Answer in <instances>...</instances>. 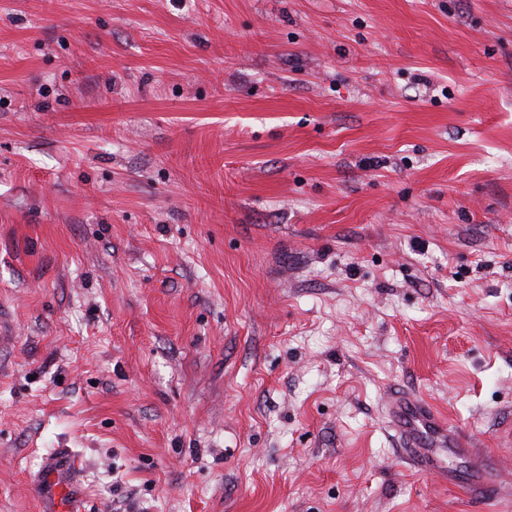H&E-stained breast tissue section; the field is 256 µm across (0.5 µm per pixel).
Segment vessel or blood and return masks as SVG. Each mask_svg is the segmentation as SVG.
<instances>
[{"instance_id":"vessel-or-blood-1","label":"vessel or blood","mask_w":512,"mask_h":512,"mask_svg":"<svg viewBox=\"0 0 512 512\" xmlns=\"http://www.w3.org/2000/svg\"><path fill=\"white\" fill-rule=\"evenodd\" d=\"M387 414L401 439L404 452L415 466L425 472L438 473L440 478H447V470L435 455L427 453L426 446L428 439L432 438L440 444L459 447L456 431L427 402L413 396H393L387 404ZM71 490L66 466L52 463L50 475L39 487L46 512H58L63 498Z\"/></svg>"}]
</instances>
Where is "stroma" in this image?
Masks as SVG:
<instances>
[{"label": "stroma", "instance_id": "1", "mask_svg": "<svg viewBox=\"0 0 512 512\" xmlns=\"http://www.w3.org/2000/svg\"><path fill=\"white\" fill-rule=\"evenodd\" d=\"M1 308L0 512H500L512 0H0ZM391 426L400 436L407 457L424 472H437L442 481L448 482V470L433 454L423 450L428 438H434L448 448L462 446L456 431L440 418L424 400L413 396L395 395L387 404ZM51 473L39 487V494L42 498L45 511L57 512L62 505V499L72 491V484L67 473V468L63 463L53 462L51 464ZM72 498V494H70Z\"/></svg>", "mask_w": 512, "mask_h": 512}]
</instances>
